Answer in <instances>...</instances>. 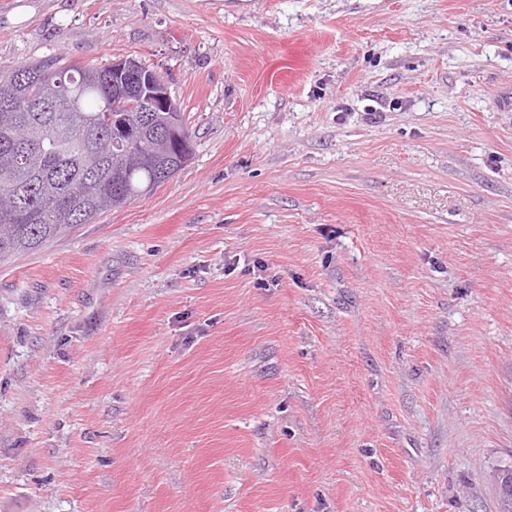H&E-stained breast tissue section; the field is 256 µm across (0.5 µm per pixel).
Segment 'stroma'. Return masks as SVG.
I'll list each match as a JSON object with an SVG mask.
<instances>
[{
	"label": "stroma",
	"mask_w": 512,
	"mask_h": 512,
	"mask_svg": "<svg viewBox=\"0 0 512 512\" xmlns=\"http://www.w3.org/2000/svg\"><path fill=\"white\" fill-rule=\"evenodd\" d=\"M195 140L0 265V512H498L512 0H0Z\"/></svg>",
	"instance_id": "35a3bbf8"
}]
</instances>
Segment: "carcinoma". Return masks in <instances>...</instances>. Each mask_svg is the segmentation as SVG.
Wrapping results in <instances>:
<instances>
[{"instance_id": "obj_1", "label": "carcinoma", "mask_w": 512, "mask_h": 512, "mask_svg": "<svg viewBox=\"0 0 512 512\" xmlns=\"http://www.w3.org/2000/svg\"><path fill=\"white\" fill-rule=\"evenodd\" d=\"M49 79L76 88V101L53 112L32 107ZM111 64L60 63L0 67V263L40 249L79 224L157 190L194 147L187 120L159 134L168 112H142L112 99ZM10 111L3 112L4 96ZM27 126L34 141L12 145L8 130ZM499 512H512V469L497 474Z\"/></svg>"}]
</instances>
